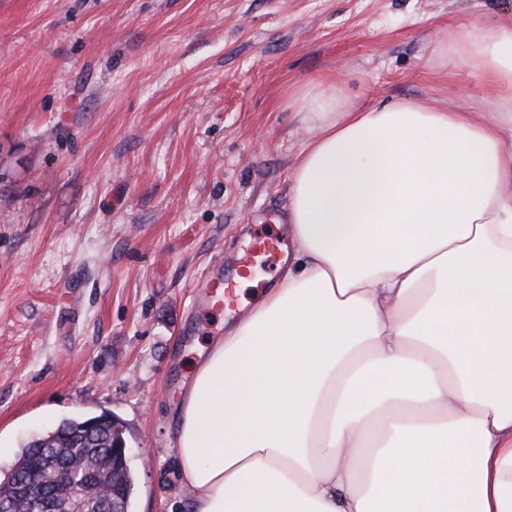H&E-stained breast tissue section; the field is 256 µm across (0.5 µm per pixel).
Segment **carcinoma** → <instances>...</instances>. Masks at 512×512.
<instances>
[{
	"label": "carcinoma",
	"instance_id": "obj_1",
	"mask_svg": "<svg viewBox=\"0 0 512 512\" xmlns=\"http://www.w3.org/2000/svg\"><path fill=\"white\" fill-rule=\"evenodd\" d=\"M124 437L123 426L109 418L101 420L91 429L85 428L82 418L67 419L55 429L26 443L18 454L15 471L0 475V484L9 483L29 472H36L45 493H55L64 503L68 501L66 488L56 485V470L71 463L79 469L73 493L85 500L86 512H101L96 487H113L120 497L123 512H132L134 473L118 458L112 457V445Z\"/></svg>",
	"mask_w": 512,
	"mask_h": 512
}]
</instances>
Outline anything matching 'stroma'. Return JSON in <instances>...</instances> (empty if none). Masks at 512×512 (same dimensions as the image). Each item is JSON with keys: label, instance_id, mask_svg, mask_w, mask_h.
<instances>
[{"label": "stroma", "instance_id": "stroma-1", "mask_svg": "<svg viewBox=\"0 0 512 512\" xmlns=\"http://www.w3.org/2000/svg\"><path fill=\"white\" fill-rule=\"evenodd\" d=\"M512 0H0V473L62 419L111 414L134 512H190L170 416L199 345L287 258L294 96L397 99L483 121L438 55Z\"/></svg>", "mask_w": 512, "mask_h": 512}]
</instances>
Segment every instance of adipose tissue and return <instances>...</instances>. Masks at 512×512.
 I'll use <instances>...</instances> for the list:
<instances>
[{"label":"adipose tissue","instance_id":"adipose-tissue-1","mask_svg":"<svg viewBox=\"0 0 512 512\" xmlns=\"http://www.w3.org/2000/svg\"><path fill=\"white\" fill-rule=\"evenodd\" d=\"M448 41L485 122L296 99L293 255L175 409L191 512H512V18Z\"/></svg>","mask_w":512,"mask_h":512}]
</instances>
